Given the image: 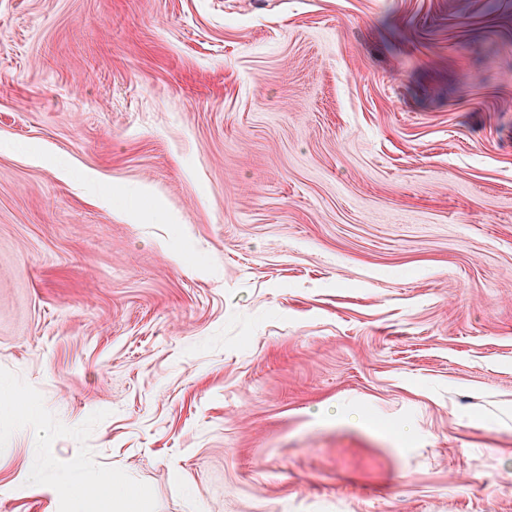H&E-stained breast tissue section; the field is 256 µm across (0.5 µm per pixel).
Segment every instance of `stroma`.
<instances>
[{"label":"stroma","instance_id":"1","mask_svg":"<svg viewBox=\"0 0 512 512\" xmlns=\"http://www.w3.org/2000/svg\"><path fill=\"white\" fill-rule=\"evenodd\" d=\"M1 389L0 512H512V0H0ZM25 484L65 505L66 512H142L143 493L115 482L104 471L85 470L74 454L71 459L55 467L50 483L43 479L42 467L29 469Z\"/></svg>","mask_w":512,"mask_h":512}]
</instances>
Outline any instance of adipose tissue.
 I'll use <instances>...</instances> for the list:
<instances>
[{"instance_id": "obj_1", "label": "adipose tissue", "mask_w": 512, "mask_h": 512, "mask_svg": "<svg viewBox=\"0 0 512 512\" xmlns=\"http://www.w3.org/2000/svg\"><path fill=\"white\" fill-rule=\"evenodd\" d=\"M25 484L65 505L66 512H141V492L115 482L111 475L85 470L78 457L55 469L53 481H45L39 467L24 475Z\"/></svg>"}]
</instances>
